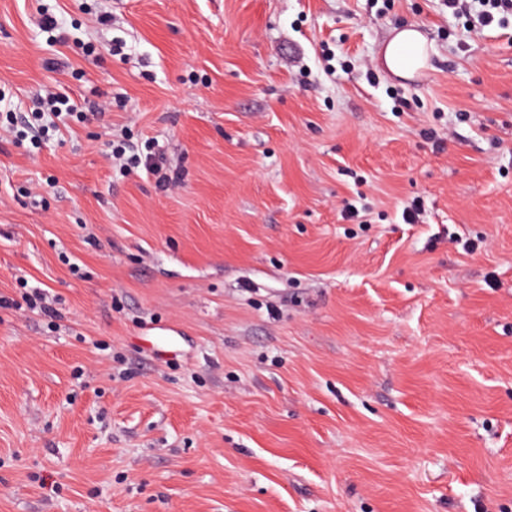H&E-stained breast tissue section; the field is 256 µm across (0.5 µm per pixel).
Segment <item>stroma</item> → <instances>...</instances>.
<instances>
[{"label":"stroma","mask_w":512,"mask_h":512,"mask_svg":"<svg viewBox=\"0 0 512 512\" xmlns=\"http://www.w3.org/2000/svg\"><path fill=\"white\" fill-rule=\"evenodd\" d=\"M1 296L0 512H512V28L0 0ZM434 46L414 25L396 28L385 44L382 59L386 69L401 79L413 78L429 65Z\"/></svg>","instance_id":"stroma-1"}]
</instances>
